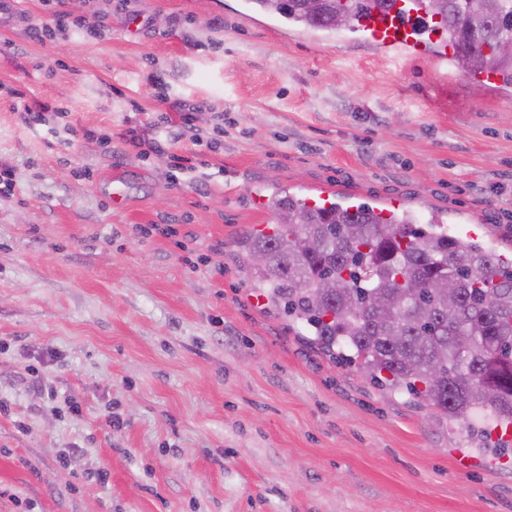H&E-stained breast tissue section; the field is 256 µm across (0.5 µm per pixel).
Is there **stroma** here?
<instances>
[{
    "instance_id": "obj_1",
    "label": "stroma",
    "mask_w": 512,
    "mask_h": 512,
    "mask_svg": "<svg viewBox=\"0 0 512 512\" xmlns=\"http://www.w3.org/2000/svg\"><path fill=\"white\" fill-rule=\"evenodd\" d=\"M241 3L0 0V512H512L511 451L322 354L236 258L283 192L512 251V87Z\"/></svg>"
}]
</instances>
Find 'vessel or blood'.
Instances as JSON below:
<instances>
[{"label":"vessel or blood","mask_w":512,"mask_h":512,"mask_svg":"<svg viewBox=\"0 0 512 512\" xmlns=\"http://www.w3.org/2000/svg\"><path fill=\"white\" fill-rule=\"evenodd\" d=\"M425 0H389L360 22L361 39L379 49L448 64L455 56L441 26L429 22Z\"/></svg>","instance_id":"1"}]
</instances>
